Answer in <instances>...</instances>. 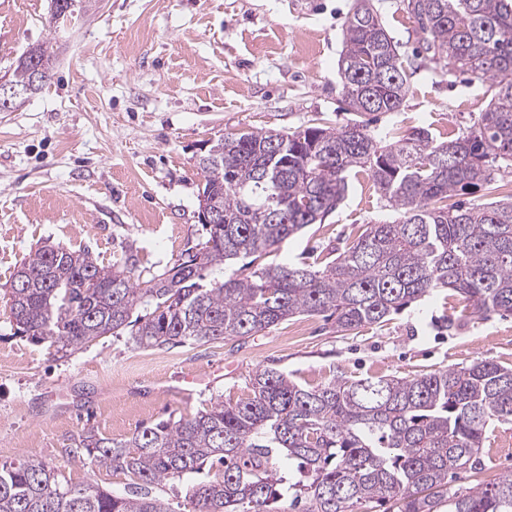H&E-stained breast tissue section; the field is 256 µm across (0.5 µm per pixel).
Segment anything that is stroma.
<instances>
[{
	"mask_svg": "<svg viewBox=\"0 0 512 512\" xmlns=\"http://www.w3.org/2000/svg\"><path fill=\"white\" fill-rule=\"evenodd\" d=\"M353 0H95L68 26L52 0H0V75L48 43L57 62L42 90L0 112V291L44 241L90 249L109 265L125 250L159 271L203 235L198 157L211 141L256 130L293 132L316 119L355 120L338 78L342 27ZM409 74L398 111L371 128L456 137L485 111L488 86L422 49L408 0H373ZM367 174L324 223L284 241L279 263L349 244L361 225L391 221ZM0 294V464L32 457L68 481L121 492L128 477L69 455L80 431L111 438L237 399L248 376L276 368L316 387L334 375L407 376L473 360L512 365V317L470 314L436 293L383 327L337 331L301 315L236 341L141 348L106 335L60 356L16 336ZM454 319L441 334L435 322ZM512 476V424L490 432L468 490Z\"/></svg>",
	"mask_w": 512,
	"mask_h": 512,
	"instance_id": "35a3bbf8",
	"label": "stroma"
}]
</instances>
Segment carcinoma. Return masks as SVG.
I'll list each match as a JSON object with an SVG mask.
<instances>
[{
  "label": "carcinoma",
  "mask_w": 512,
  "mask_h": 512,
  "mask_svg": "<svg viewBox=\"0 0 512 512\" xmlns=\"http://www.w3.org/2000/svg\"><path fill=\"white\" fill-rule=\"evenodd\" d=\"M410 5L426 50L494 90L466 132L438 142L424 129L381 134L358 120L227 134L212 144L219 163H198L199 193L223 223L203 225L196 244L153 273L130 249L106 266L89 250L45 242L7 288L14 334L66 353L126 331L142 348L226 342L305 314L327 313L338 331L354 332L444 289L479 317L512 316V201L459 199L497 191L494 171L512 168V0ZM343 34L338 74L349 110L396 111L408 74L371 0H354ZM10 81L31 85L28 60L18 59ZM353 172L367 173L399 218L366 225L315 266L265 262L337 208ZM245 258L247 273L208 277ZM247 389L123 440L82 430L69 453L128 476L123 493L72 485L40 460L1 464L0 512H171L157 490L201 472L187 512H281L286 495L304 512L373 501L395 512H512V476L448 489V478L481 468L488 430L512 423V367L340 375L313 388L264 368ZM284 459L295 466L288 475ZM216 465L212 478L205 468Z\"/></svg>",
  "instance_id": "1"
}]
</instances>
